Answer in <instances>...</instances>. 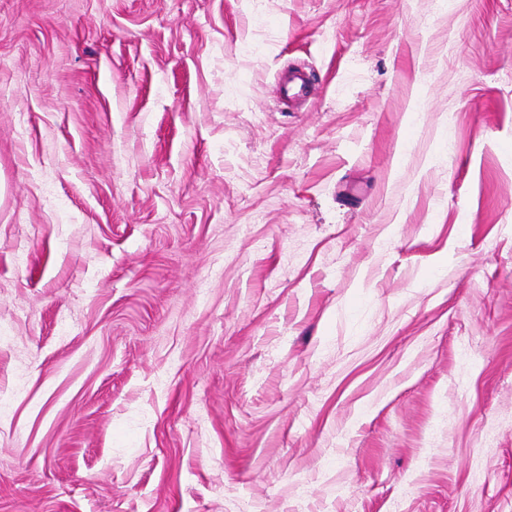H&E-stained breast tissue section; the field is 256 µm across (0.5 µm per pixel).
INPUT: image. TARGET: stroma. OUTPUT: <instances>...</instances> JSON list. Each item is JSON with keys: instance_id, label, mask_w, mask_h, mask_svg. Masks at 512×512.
Listing matches in <instances>:
<instances>
[{"instance_id": "obj_1", "label": "stroma", "mask_w": 512, "mask_h": 512, "mask_svg": "<svg viewBox=\"0 0 512 512\" xmlns=\"http://www.w3.org/2000/svg\"><path fill=\"white\" fill-rule=\"evenodd\" d=\"M0 395V512H512V0H0Z\"/></svg>"}]
</instances>
